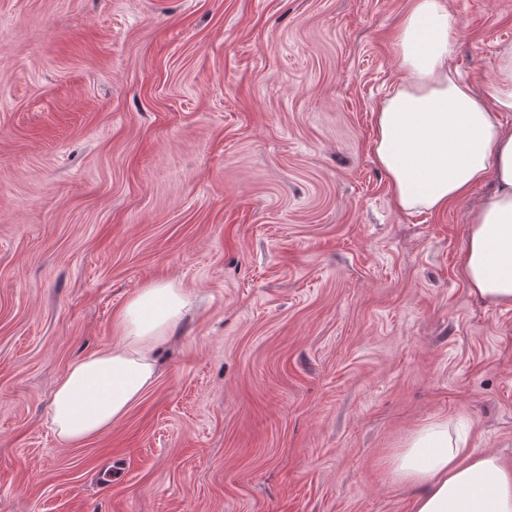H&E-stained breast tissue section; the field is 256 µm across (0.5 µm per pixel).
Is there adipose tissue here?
<instances>
[{"label": "adipose tissue", "instance_id": "adipose-tissue-1", "mask_svg": "<svg viewBox=\"0 0 512 512\" xmlns=\"http://www.w3.org/2000/svg\"><path fill=\"white\" fill-rule=\"evenodd\" d=\"M447 0H416L395 50L401 81L373 114L372 152L404 212H440L487 177L495 188L471 212L459 267L469 291L512 309V44L495 54L481 88L451 67ZM172 283H151L127 302L111 347L70 364L55 391L51 426L65 443L99 435L121 420L155 379L158 341L191 308ZM391 477L417 487L411 512H512V466L467 448L459 426L437 417L391 457Z\"/></svg>", "mask_w": 512, "mask_h": 512}]
</instances>
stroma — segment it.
<instances>
[{"label": "stroma", "mask_w": 512, "mask_h": 512, "mask_svg": "<svg viewBox=\"0 0 512 512\" xmlns=\"http://www.w3.org/2000/svg\"><path fill=\"white\" fill-rule=\"evenodd\" d=\"M413 0H0V512H410L388 459L444 416L512 465V310L470 210L407 214L372 112ZM464 79L512 0H447ZM193 300L106 432L48 421L149 283Z\"/></svg>", "instance_id": "obj_1"}]
</instances>
